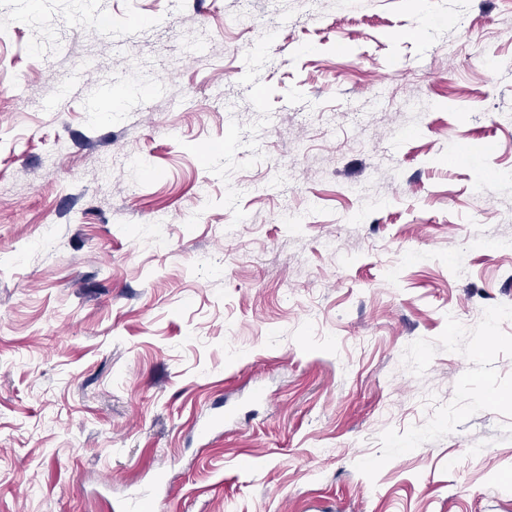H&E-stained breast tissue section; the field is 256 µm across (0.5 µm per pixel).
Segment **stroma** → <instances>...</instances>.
Returning a JSON list of instances; mask_svg holds the SVG:
<instances>
[{"label": "stroma", "instance_id": "stroma-1", "mask_svg": "<svg viewBox=\"0 0 512 512\" xmlns=\"http://www.w3.org/2000/svg\"><path fill=\"white\" fill-rule=\"evenodd\" d=\"M238 9L0 0V512H512V0Z\"/></svg>", "mask_w": 512, "mask_h": 512}]
</instances>
